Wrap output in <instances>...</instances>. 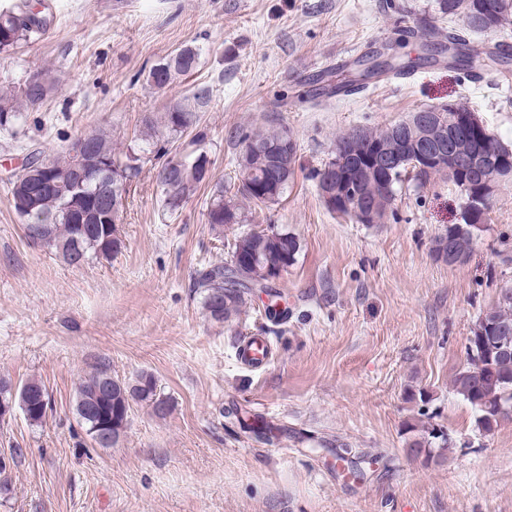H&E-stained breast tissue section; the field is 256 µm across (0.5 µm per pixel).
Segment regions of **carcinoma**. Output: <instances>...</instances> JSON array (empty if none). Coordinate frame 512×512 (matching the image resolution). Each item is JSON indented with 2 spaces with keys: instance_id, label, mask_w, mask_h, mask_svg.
Masks as SVG:
<instances>
[{
  "instance_id": "carcinoma-1",
  "label": "carcinoma",
  "mask_w": 512,
  "mask_h": 512,
  "mask_svg": "<svg viewBox=\"0 0 512 512\" xmlns=\"http://www.w3.org/2000/svg\"><path fill=\"white\" fill-rule=\"evenodd\" d=\"M436 10L440 17L456 18L461 22L458 27H436L434 34L440 41L431 45L438 54L453 48L457 51L452 65L468 71L483 66L484 57L504 62L507 57L495 51L482 53L470 45L469 34L477 31L467 19L480 15L496 16L495 25L500 28L512 21V0H436ZM48 26L46 16L29 13L25 0L9 10L0 12V53L9 54L33 35L44 31ZM197 53L189 48L181 50L175 56L154 66L148 76L150 85L157 89L167 87L177 74H186L193 70ZM317 88L298 96L301 103H308L322 95L333 94V86L323 84V78L313 80ZM52 90L51 83L40 87L22 83L14 89L0 92V129L13 128L22 118L21 107L35 106L45 100ZM198 122L197 112L182 107L170 110L163 116V126L168 131L164 140L156 139V121L150 117L144 119L142 140L151 143L157 153L168 152L167 145L181 136ZM410 135V131L399 121L384 128L356 127L336 136L332 157L315 173L316 186L322 187L327 172L333 170L336 175L351 176L359 180L362 196L377 203L378 220L382 224L391 213L397 187L407 176L419 187L425 186L435 176H445L458 190L461 198H466L480 187V178L475 175L457 179L438 169H417L403 164L393 175L384 179L378 176L368 164L367 157L377 146H393L400 135ZM240 153L237 157L240 185L237 189L240 197L254 206L267 205L278 201L287 191L294 176L296 163V143L286 127H271L267 130H240L236 133ZM96 152L111 160L112 167L121 169L128 183H134L141 173V156L130 149L118 154L112 147V139L103 131H97L92 139ZM288 145V156L292 166L285 168L276 162L272 149ZM170 167L169 178L160 183L164 207L170 214L177 213L199 185L206 182L195 166L171 159L166 162ZM281 170L283 178L278 180L272 190L262 185L265 179L264 169ZM36 197V208L31 221L35 224L51 225L53 243L48 245L50 252L58 248H71L73 227L66 219L67 211L81 206L95 214L97 223L87 225L88 234L80 244L82 262L95 259L108 260L122 247L117 228L106 230L103 218L105 204L98 201L91 189L84 190L81 200H76V192L65 182L52 190L31 187ZM206 223L213 230H224L226 224H245L248 221L246 208L234 199H224V183L214 185L204 213ZM487 221V215L478 218L475 224H450L445 233L434 240L433 253L439 256L452 249L466 258L475 241L478 225ZM299 251L297 239L274 228L250 230L235 239L227 261L209 262L196 270L194 287L203 294V306L208 316L217 322H224L238 314L246 304L253 289H267L269 285L259 283L267 277H280L287 271ZM467 360L452 380L454 391L477 413L478 426L490 431L501 419L512 415V288L500 290L497 303L477 320L475 330L467 337ZM0 397L8 402H17L29 422L38 424L43 421L50 404L46 388L39 382L28 381L17 391L12 384L0 379ZM147 403L157 414L168 412V401L159 393L155 381L148 375H142L135 384H126L100 367L82 377L77 385L76 413L80 424L93 441H98L102 430L112 433V441H117L128 421L130 401ZM240 429L256 439L272 443L279 439L280 428L259 414L233 412ZM448 443L443 432L431 429L410 446L414 456L425 454L431 457L433 448Z\"/></svg>"
}]
</instances>
